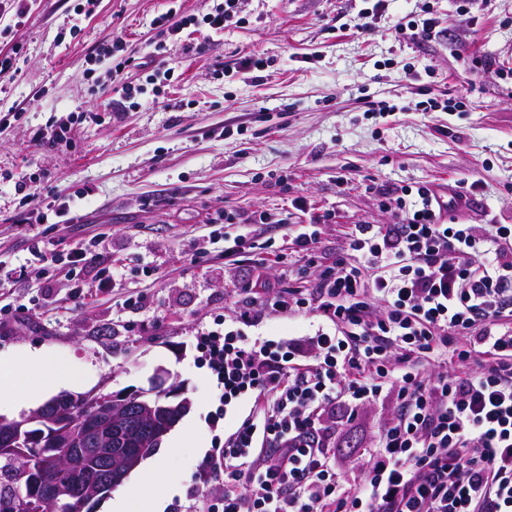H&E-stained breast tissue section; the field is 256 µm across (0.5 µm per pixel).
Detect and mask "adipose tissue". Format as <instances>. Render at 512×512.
Here are the masks:
<instances>
[{"label": "adipose tissue", "instance_id": "obj_1", "mask_svg": "<svg viewBox=\"0 0 512 512\" xmlns=\"http://www.w3.org/2000/svg\"><path fill=\"white\" fill-rule=\"evenodd\" d=\"M29 382L25 390H16L9 381L8 370H0V414H11L29 402L48 398L55 390L70 383L67 368L50 362L41 352H28L24 358ZM176 482L166 488H147L131 482L124 490L114 493L105 505V512H163L168 495L176 493Z\"/></svg>", "mask_w": 512, "mask_h": 512}]
</instances>
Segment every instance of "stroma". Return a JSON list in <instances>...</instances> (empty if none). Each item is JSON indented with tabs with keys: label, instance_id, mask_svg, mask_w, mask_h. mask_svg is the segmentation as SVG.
Instances as JSON below:
<instances>
[{
	"label": "stroma",
	"instance_id": "obj_1",
	"mask_svg": "<svg viewBox=\"0 0 512 512\" xmlns=\"http://www.w3.org/2000/svg\"><path fill=\"white\" fill-rule=\"evenodd\" d=\"M374 2L242 0L206 39L215 0H96L86 16L75 0H25L20 20L8 0L0 17V46L21 47L0 84V361L21 390L22 355L41 351L69 365L75 394L128 395L167 372L191 408L178 448L151 455L143 475L177 477L164 512H200L224 485L216 450L250 405H221L198 338L232 329L245 289L316 287L352 225L389 223L386 189L475 181L477 205L456 222L512 224V0H470L468 22L460 0H432L445 33L413 40L391 24L423 0H385L375 27L359 29ZM172 8L189 24L164 38L156 19ZM116 33L130 57L117 75L94 61ZM251 53L264 70L243 67ZM476 56L488 72H472ZM160 69L171 82L151 83ZM440 93L465 95L464 107L425 111ZM58 125L66 141L37 140ZM23 183L42 204L74 201L75 219L38 223ZM327 211L313 260L298 257L299 227ZM261 213L260 249L225 256V238ZM79 242L94 266L122 271L112 290L91 281L75 293L66 266L49 262ZM318 325L267 310L247 333L275 344Z\"/></svg>",
	"mask_w": 512,
	"mask_h": 512
}]
</instances>
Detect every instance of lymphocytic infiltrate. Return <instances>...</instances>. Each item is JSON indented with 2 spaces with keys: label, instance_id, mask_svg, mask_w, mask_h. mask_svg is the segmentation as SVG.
I'll return each instance as SVG.
<instances>
[{
  "label": "lymphocytic infiltrate",
  "instance_id": "f902f5d3",
  "mask_svg": "<svg viewBox=\"0 0 512 512\" xmlns=\"http://www.w3.org/2000/svg\"><path fill=\"white\" fill-rule=\"evenodd\" d=\"M474 190H385L392 223L355 225L315 292L244 299L203 337L225 403L252 399L204 512H512V224L449 223ZM266 309L321 323L274 350L247 334ZM375 406L360 469L341 467ZM379 410H371L367 413L366 421L363 427L357 431H351L342 439V444L337 448V456L339 459L347 465L356 464V458L358 453H354V450L359 446H365L369 443L372 431V422L378 418Z\"/></svg>",
  "mask_w": 512,
  "mask_h": 512
}]
</instances>
